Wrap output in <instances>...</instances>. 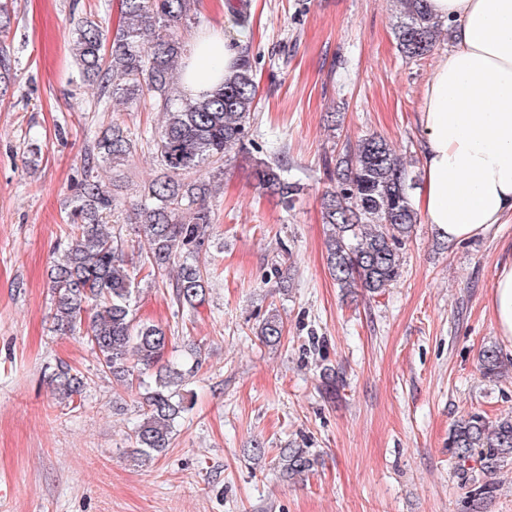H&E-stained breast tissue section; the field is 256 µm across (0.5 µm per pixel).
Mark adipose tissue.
Returning a JSON list of instances; mask_svg holds the SVG:
<instances>
[{
    "mask_svg": "<svg viewBox=\"0 0 512 512\" xmlns=\"http://www.w3.org/2000/svg\"><path fill=\"white\" fill-rule=\"evenodd\" d=\"M450 24L454 46L436 62L417 123L424 183L417 209L438 237L455 245L512 219V0H428ZM247 44L235 33L196 41L183 74L189 93L216 87ZM489 309L512 343V259L498 265Z\"/></svg>",
    "mask_w": 512,
    "mask_h": 512,
    "instance_id": "adipose-tissue-1",
    "label": "adipose tissue"
}]
</instances>
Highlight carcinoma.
<instances>
[{"label": "carcinoma", "instance_id": "cac0c4a2", "mask_svg": "<svg viewBox=\"0 0 512 512\" xmlns=\"http://www.w3.org/2000/svg\"><path fill=\"white\" fill-rule=\"evenodd\" d=\"M394 28L399 52L420 60L436 46L441 25L430 14L427 0H399ZM198 0H120L117 26L109 15L80 18L75 23L73 58L83 82L97 89L96 105L109 110L112 100L149 98L163 113L151 135L162 174L143 188L144 202L130 221L139 226L147 247L132 258L121 237L106 229L117 208L111 188L95 175L101 164L119 166L133 156L136 138L114 122L94 136L86 152V170L77 184L70 213L71 242L61 250L50 271L54 330L73 333L86 327L91 349L102 371L129 389L140 390L141 419L130 435L135 459L150 462L171 445L175 424L192 409L186 382L201 361L174 363L164 359L170 344L166 330L136 315L138 276L168 285L182 308L195 311L206 301L208 276L198 257L206 247L212 223L207 198L209 180H186L246 151L259 83L249 52L241 55L232 75L212 91L186 94L177 89L178 59L185 55L176 29L195 22ZM229 11L238 26L250 25V0H233ZM256 185L278 197L285 209L295 205L304 187L288 178L278 156L256 158ZM321 202L329 226L327 264L332 279L348 296L361 289L381 294L402 275L403 250L420 217L410 190L413 178L387 140L367 135L347 143L328 167ZM283 333L280 316L272 311L257 336L275 345ZM507 363L497 348L483 350L479 372L488 379L502 376ZM155 371L146 380L149 371ZM50 384L70 404L82 396L87 378L61 363ZM457 467L472 472L471 494L494 492L490 477L512 462V415L495 421L480 413L456 420L448 435ZM278 467L293 480L313 470L318 459L294 443L278 449Z\"/></svg>", "mask_w": 512, "mask_h": 512}]
</instances>
